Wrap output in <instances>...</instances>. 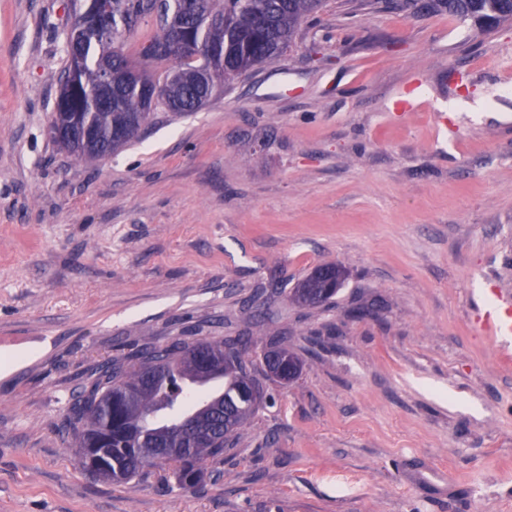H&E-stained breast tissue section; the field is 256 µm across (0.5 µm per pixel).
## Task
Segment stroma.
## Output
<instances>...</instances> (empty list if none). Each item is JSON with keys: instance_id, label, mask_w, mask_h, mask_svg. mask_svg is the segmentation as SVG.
Here are the masks:
<instances>
[{"instance_id": "1", "label": "stroma", "mask_w": 512, "mask_h": 512, "mask_svg": "<svg viewBox=\"0 0 512 512\" xmlns=\"http://www.w3.org/2000/svg\"><path fill=\"white\" fill-rule=\"evenodd\" d=\"M74 0H0V512H512V22L328 0L199 111L76 160L50 134ZM413 96L409 112L395 103ZM325 263L331 303L291 290ZM241 340L263 399L203 480L82 469L104 360ZM299 379L265 377L270 338ZM329 274L331 284L326 287L322 271ZM346 280V272L341 265L334 263L317 267L294 288L293 297L302 306L316 307L330 302ZM495 304L491 308L482 309L476 305L475 320L478 326L489 336L501 337L512 333V302L498 295L494 290Z\"/></svg>"}]
</instances>
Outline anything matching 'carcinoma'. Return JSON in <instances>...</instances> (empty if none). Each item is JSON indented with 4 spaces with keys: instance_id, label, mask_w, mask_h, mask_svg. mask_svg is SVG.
<instances>
[{
    "instance_id": "carcinoma-1",
    "label": "carcinoma",
    "mask_w": 512,
    "mask_h": 512,
    "mask_svg": "<svg viewBox=\"0 0 512 512\" xmlns=\"http://www.w3.org/2000/svg\"><path fill=\"white\" fill-rule=\"evenodd\" d=\"M143 0H110L105 9L100 0H84L85 29L74 43H66L69 65L62 85L78 86L76 99L58 100L56 109L66 110L73 120L74 134L89 127L92 146L80 147L67 136L55 137L62 149L80 159L92 160L100 153H113L139 137L150 118L144 111L137 85L123 88L119 105L108 109L90 104L100 90V73L110 67L122 70L133 56L124 50L122 36L138 21ZM166 10L196 18L185 37L205 54L224 52V66L214 68L203 83L191 80L167 83L169 72L183 69L193 75L198 61L166 26L158 30L138 51L145 81L167 84L153 108L175 114L194 112L229 82L253 67L271 62L294 44L301 25L326 7V0H165ZM426 7L446 10L463 20L477 14L492 16L496 23L512 22V0H429ZM112 24L115 42L99 36L102 22ZM165 64L162 71L153 66ZM346 280V272L334 263L317 267L293 291L302 306L316 307L330 302ZM204 359L224 362V369L203 377L197 361L190 356L195 344L174 342L167 346H146L129 364L111 358L90 374L75 396L64 430L73 433L82 467L95 476L89 456L99 448L112 450V473L127 483L144 472L143 459L153 448H168L187 437L182 426L194 424L206 434V441L165 465L176 467L179 485H193L202 479L204 466L224 455V448L253 414L261 394L259 384L248 371L236 343L200 340ZM267 373L284 382L298 378L302 361L286 347L270 343L264 354Z\"/></svg>"
}]
</instances>
